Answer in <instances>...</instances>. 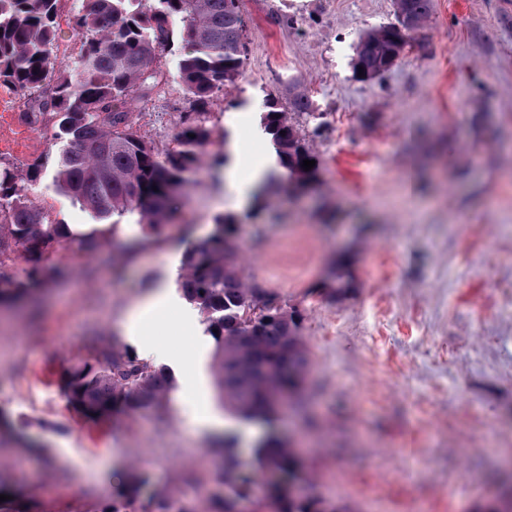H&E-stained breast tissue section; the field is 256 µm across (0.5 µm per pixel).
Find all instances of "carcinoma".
<instances>
[{
    "instance_id": "obj_1",
    "label": "carcinoma",
    "mask_w": 512,
    "mask_h": 512,
    "mask_svg": "<svg viewBox=\"0 0 512 512\" xmlns=\"http://www.w3.org/2000/svg\"><path fill=\"white\" fill-rule=\"evenodd\" d=\"M59 0H0V84L28 96L25 120L54 129L63 146L56 161L58 191L85 205L98 220L114 214H138L159 228L172 211L171 199L183 188L201 159L209 130L200 116L214 92L243 75L245 19L238 0H89L73 15L82 49L74 66L58 71L53 59L58 42ZM432 0H401L396 21L380 26L398 31L401 16L422 24ZM180 38L178 78L192 103L175 146L161 153L134 128L125 104L147 100L162 76L153 64ZM387 44L373 28L359 37L356 55L364 75L388 71ZM291 110L315 116L313 99L294 96ZM260 129L269 136L277 165L288 178L302 179L305 159L316 155L297 132L289 113L267 101ZM43 165L34 162L23 174L0 168V254L14 245L28 267L25 292L42 284L49 268L44 257L57 246L75 255L94 251L95 233L74 234L50 222L28 198ZM235 218L216 221L213 233L184 254L178 290L196 305L207 322L219 360L220 398L224 408L247 421L269 427L252 446V469L243 467L237 437L224 434V496L220 512H237L252 481V470L279 473L281 481L263 505L265 512H340L317 497H295L285 482L294 480L296 460L273 429L282 403L298 394L307 367L300 343L301 315L286 311L277 298L249 288L236 268ZM169 371L142 360L116 344L91 353L68 380V398L76 407L107 414L119 407H152L171 390ZM112 493V506L100 512H199L180 499L151 495L139 507Z\"/></svg>"
}]
</instances>
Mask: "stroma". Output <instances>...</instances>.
<instances>
[{
	"mask_svg": "<svg viewBox=\"0 0 512 512\" xmlns=\"http://www.w3.org/2000/svg\"><path fill=\"white\" fill-rule=\"evenodd\" d=\"M59 0L55 65L81 42ZM244 73L215 92L210 139L176 205L149 229L131 214L98 222L53 186L61 144L23 118L25 96L0 85V166L45 170L29 197L50 221L97 232L79 258L55 249L51 278L0 305V488L21 512H97L131 475L142 496L220 512L224 454L192 409L221 414L213 342L177 289L188 248L216 217L236 219L247 287L301 314L305 391L282 409V440L299 451L297 496L339 512H478L512 486V0H433L412 49L381 78L351 61L359 35L393 22L395 0H239ZM176 52L163 82L129 101L142 138L171 148L191 103ZM307 91L318 121L293 115L319 166L293 188L260 131L266 99ZM253 157L276 178L247 207L213 155ZM135 250H128V243ZM163 288L158 321L128 335L123 316ZM164 347L173 390L162 406L103 417L68 401L69 373L95 348ZM122 451L113 463L110 451Z\"/></svg>",
	"mask_w": 512,
	"mask_h": 512,
	"instance_id": "35a3bbf8",
	"label": "stroma"
}]
</instances>
